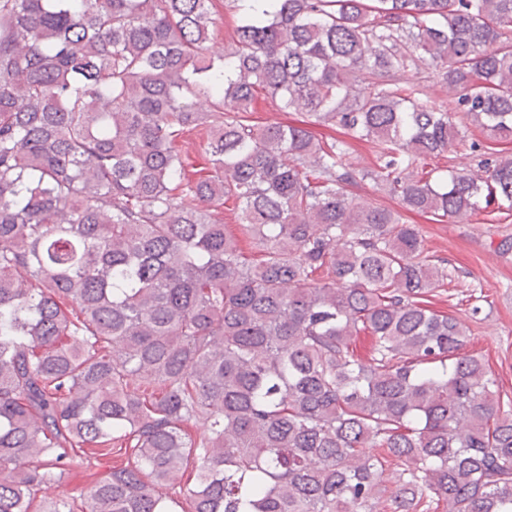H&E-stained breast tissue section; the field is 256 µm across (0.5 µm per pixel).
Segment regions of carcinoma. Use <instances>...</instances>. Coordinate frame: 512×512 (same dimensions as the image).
<instances>
[{
	"label": "carcinoma",
	"instance_id": "obj_1",
	"mask_svg": "<svg viewBox=\"0 0 512 512\" xmlns=\"http://www.w3.org/2000/svg\"><path fill=\"white\" fill-rule=\"evenodd\" d=\"M210 5L0 0V512L101 456L42 512H512V398L410 222L512 211V0H268L222 54ZM472 127L484 174L426 169ZM207 137L203 132L187 133L178 143V150L181 155L188 156L193 160H200L206 145ZM202 161V160H200ZM91 461L92 464L88 468L81 470V473H79L77 477L66 473L58 483L48 487L42 492H38V502L45 505V501H55L70 496L75 484H90L103 474L108 469V465L111 464L107 463L108 460L106 458L101 459L100 463L95 462L94 459Z\"/></svg>",
	"mask_w": 512,
	"mask_h": 512
}]
</instances>
